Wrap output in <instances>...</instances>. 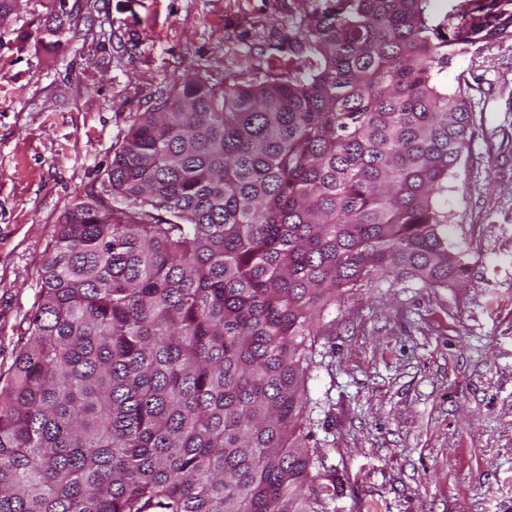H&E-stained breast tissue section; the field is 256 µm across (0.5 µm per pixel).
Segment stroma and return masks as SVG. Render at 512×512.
I'll return each mask as SVG.
<instances>
[{"label":"stroma","instance_id":"1","mask_svg":"<svg viewBox=\"0 0 512 512\" xmlns=\"http://www.w3.org/2000/svg\"><path fill=\"white\" fill-rule=\"evenodd\" d=\"M42 0L0 25V374L14 362L65 206L101 194L135 116L200 74L287 71L312 0ZM468 148L438 206L467 271L444 288L363 282L325 309L305 426L336 490L326 512H512V35L451 48ZM47 2L51 3V6L47 7L48 17L43 32L57 38L58 41L63 38L66 40L74 38L78 21L76 22V17H73V10L71 9V13L68 14L63 0H48ZM69 34L71 37L67 38Z\"/></svg>","mask_w":512,"mask_h":512}]
</instances>
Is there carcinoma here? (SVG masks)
I'll return each instance as SVG.
<instances>
[{
    "mask_svg": "<svg viewBox=\"0 0 512 512\" xmlns=\"http://www.w3.org/2000/svg\"><path fill=\"white\" fill-rule=\"evenodd\" d=\"M44 33L76 35L63 0ZM429 0H325L288 72L184 79L140 112L112 204H67L0 383V512H325L315 315L364 280L466 271L437 199L468 145Z\"/></svg>",
    "mask_w": 512,
    "mask_h": 512,
    "instance_id": "cac0c4a2",
    "label": "carcinoma"
}]
</instances>
